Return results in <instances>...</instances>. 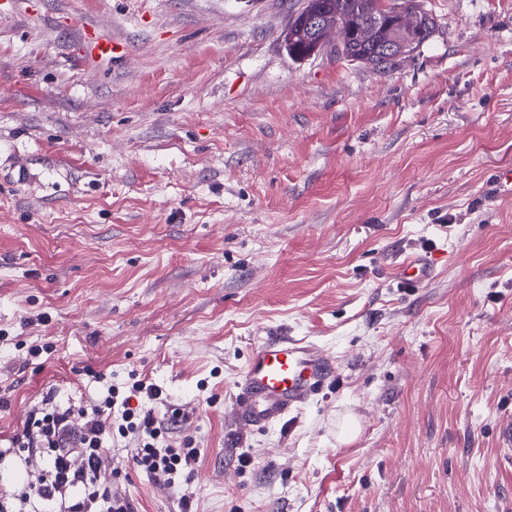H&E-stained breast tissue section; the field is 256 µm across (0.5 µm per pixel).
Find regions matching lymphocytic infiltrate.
<instances>
[{
  "label": "lymphocytic infiltrate",
  "mask_w": 512,
  "mask_h": 512,
  "mask_svg": "<svg viewBox=\"0 0 512 512\" xmlns=\"http://www.w3.org/2000/svg\"><path fill=\"white\" fill-rule=\"evenodd\" d=\"M166 395L157 384L136 380L107 385L91 406L59 404L48 390L27 413L20 431L0 448V465L12 459L39 458L42 467L28 475L12 498L0 496V512H136L132 499L101 479L109 440L132 445L134 466L155 483H186L200 457L192 437L167 440L168 429L154 404Z\"/></svg>",
  "instance_id": "f902f5d3"
}]
</instances>
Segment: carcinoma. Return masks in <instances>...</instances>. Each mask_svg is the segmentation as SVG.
Listing matches in <instances>:
<instances>
[{
    "label": "carcinoma",
    "mask_w": 512,
    "mask_h": 512,
    "mask_svg": "<svg viewBox=\"0 0 512 512\" xmlns=\"http://www.w3.org/2000/svg\"><path fill=\"white\" fill-rule=\"evenodd\" d=\"M304 10L336 16L339 28L345 32L343 51L346 61L376 70H384L390 65V61L380 57L379 48L401 31L400 21L392 17L376 27L371 26V18L375 15L373 0H306ZM284 41L289 55L297 60H307L322 51V46L307 36L300 14L288 25Z\"/></svg>",
    "instance_id": "obj_1"
}]
</instances>
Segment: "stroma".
Masks as SVG:
<instances>
[{
	"label": "stroma",
	"instance_id": "35a3bbf8",
	"mask_svg": "<svg viewBox=\"0 0 512 512\" xmlns=\"http://www.w3.org/2000/svg\"><path fill=\"white\" fill-rule=\"evenodd\" d=\"M421 4L379 73L293 59L305 0H0V440L138 377L201 450L166 487L116 442L138 512H512V0ZM87 26L126 56L78 54ZM270 331L338 376L247 430Z\"/></svg>",
	"mask_w": 512,
	"mask_h": 512
}]
</instances>
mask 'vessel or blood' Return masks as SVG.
I'll list each match as a JSON object with an SVG mask.
<instances>
[{"label": "vessel or blood", "mask_w": 512, "mask_h": 512, "mask_svg": "<svg viewBox=\"0 0 512 512\" xmlns=\"http://www.w3.org/2000/svg\"><path fill=\"white\" fill-rule=\"evenodd\" d=\"M83 41L102 58H119L125 53L123 43L97 38L89 29ZM335 377L333 360L315 343L294 336L265 340L252 351L238 382L236 419L248 428L280 423Z\"/></svg>", "instance_id": "b4317fda"}]
</instances>
